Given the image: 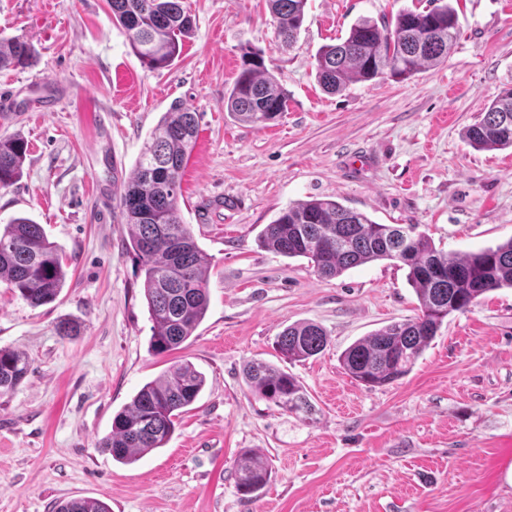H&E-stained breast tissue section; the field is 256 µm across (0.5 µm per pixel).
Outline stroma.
Returning <instances> with one entry per match:
<instances>
[{"label":"stroma","mask_w":512,"mask_h":512,"mask_svg":"<svg viewBox=\"0 0 512 512\" xmlns=\"http://www.w3.org/2000/svg\"><path fill=\"white\" fill-rule=\"evenodd\" d=\"M183 5L192 35L172 66L153 71L107 0H0V37L39 51L31 67L0 70V137L28 142L22 178L0 189V224H41L67 272L56 300L38 307L0 283V348L31 364L0 395V512H56L74 498L110 512H512V288L450 315L407 376L369 389L339 356L416 317L406 269L382 260L323 280L307 259L258 241L289 204L313 197L380 224L420 225L451 253L511 239L512 150L474 149L461 132L512 84V0H458L445 63L333 95L315 78L317 50L360 17L387 21L427 0H307L290 48L266 0ZM245 47L288 96L287 112L264 126L224 110ZM175 101L199 120L180 207L209 258V307L179 350L156 356L118 189ZM65 320L79 335H58ZM300 321L319 324L329 345L281 362L276 338ZM181 359L206 384L168 443L132 464L97 448L115 413ZM253 359L295 375L313 418L254 396L243 375ZM246 449L271 468L250 500L234 480Z\"/></svg>","instance_id":"1"}]
</instances>
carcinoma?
I'll return each instance as SVG.
<instances>
[{"instance_id": "obj_1", "label": "carcinoma", "mask_w": 512, "mask_h": 512, "mask_svg": "<svg viewBox=\"0 0 512 512\" xmlns=\"http://www.w3.org/2000/svg\"><path fill=\"white\" fill-rule=\"evenodd\" d=\"M275 32L293 45L305 21L307 0H267ZM113 18L150 70L168 68L193 31V19L182 0H108ZM459 32L453 0H429L419 11L405 8L390 21L358 19L346 37L322 46L316 54L319 85L339 93L357 82L389 76L409 79L448 59ZM38 50L22 37L0 38V69L27 68ZM288 98L265 66L260 53L242 51L240 70L224 93V110L240 121L265 125L287 111ZM198 133L196 113L174 102L144 144L133 175L123 183L119 208L128 225V251L143 275V294L151 326L149 348L163 356L181 346L201 324L209 306L204 279L208 258L181 215V181ZM474 149H512V85L464 130ZM28 151L18 136L0 137V189L22 175ZM266 248L288 257H303L318 277L335 278L377 260H397L419 302V314L394 322L347 347L340 366L368 388L383 387L406 376L453 313L469 311L481 295L512 288V238L465 253L436 247L416 224H378L366 214L330 199L312 198L288 205L261 232ZM64 258L40 224L19 216L0 227V281L32 306L53 302L63 287ZM328 345L324 329L313 322L288 325L276 340L286 360L305 361ZM28 359L0 348V394L26 378ZM244 377L260 399L285 412L309 419L315 412L307 391L278 366L252 360ZM205 376L187 360L145 383L131 402L112 418L111 430L97 442L113 460L129 464L162 448L171 438L181 410L194 404ZM237 491L251 497L269 482L267 462L253 451L235 462ZM58 512H109L93 498L72 499Z\"/></svg>"}]
</instances>
